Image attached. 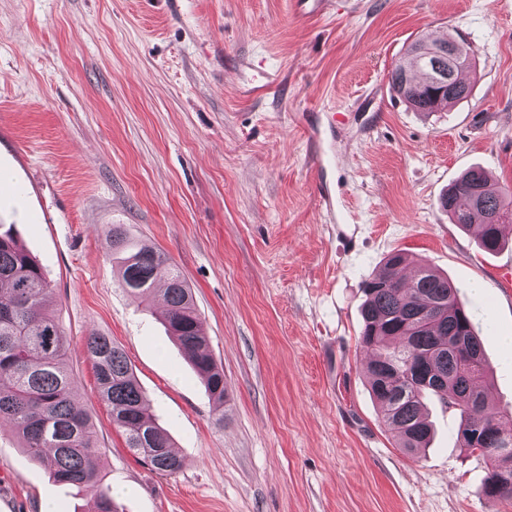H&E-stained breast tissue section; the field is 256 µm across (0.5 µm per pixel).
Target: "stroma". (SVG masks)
Listing matches in <instances>:
<instances>
[{"label":"stroma","instance_id":"obj_1","mask_svg":"<svg viewBox=\"0 0 512 512\" xmlns=\"http://www.w3.org/2000/svg\"><path fill=\"white\" fill-rule=\"evenodd\" d=\"M461 34L467 99L407 108L388 73L420 36ZM481 166L512 189V0H0V221L43 267L73 391L120 512H512L428 396L435 437L404 454L370 393L360 285L384 258L447 273L480 336L494 405L512 404V240L489 254L440 206ZM336 201L329 224L321 192ZM192 288L227 393L216 417L159 320L121 286L111 225ZM109 336L185 464L127 448L85 350ZM88 497L0 426V512Z\"/></svg>","mask_w":512,"mask_h":512}]
</instances>
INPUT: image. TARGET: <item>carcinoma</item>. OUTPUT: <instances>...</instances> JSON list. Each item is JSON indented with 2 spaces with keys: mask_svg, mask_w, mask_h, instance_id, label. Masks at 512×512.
Masks as SVG:
<instances>
[{
  "mask_svg": "<svg viewBox=\"0 0 512 512\" xmlns=\"http://www.w3.org/2000/svg\"><path fill=\"white\" fill-rule=\"evenodd\" d=\"M415 40L390 73L392 90L418 112H436L466 99L470 86L460 74L472 63L448 64V56L425 62ZM451 77V88L431 91L436 70ZM512 191L492 186L480 167L466 170L441 197L453 224L479 228L480 245L494 253L512 222ZM107 239L120 255L121 283L140 295L163 284L164 324L187 353L193 370L224 421V371L203 335L192 289L175 264L149 247L131 248L120 224ZM407 257L389 253L380 273L363 284L360 345L370 351L367 378L382 421L399 437V447H426L432 425L424 399L440 397L459 416L460 447L488 464L484 495L490 501L512 497V409L490 405V381L482 340L471 314L460 304L453 280L421 265L406 281ZM50 288L38 262L11 231H0V423H9L22 449L63 485L90 496L84 512H119L98 467L101 448L88 411L72 396L67 339L49 309ZM86 352L96 376V392L112 422L125 433L126 445L153 470L179 473L184 461L172 449V437L146 404L142 388L121 347L91 332Z\"/></svg>",
  "mask_w": 512,
  "mask_h": 512,
  "instance_id": "cac0c4a2",
  "label": "carcinoma"
}]
</instances>
